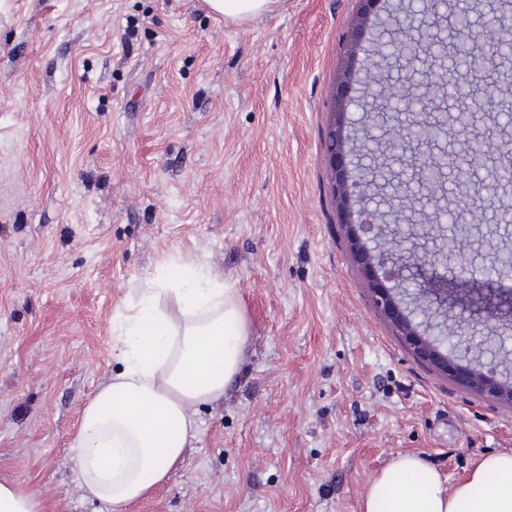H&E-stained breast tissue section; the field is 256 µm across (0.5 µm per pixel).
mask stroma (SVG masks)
<instances>
[{
  "mask_svg": "<svg viewBox=\"0 0 512 512\" xmlns=\"http://www.w3.org/2000/svg\"><path fill=\"white\" fill-rule=\"evenodd\" d=\"M360 0H281L227 21L205 0H0V481L43 512H95L70 458L116 367L112 325L180 256L234 280L238 380L198 406L184 463L129 512H361L399 454L456 480L512 451V353L442 371L377 307L324 146ZM489 266L502 225L472 207ZM512 349V324L423 299Z\"/></svg>",
  "mask_w": 512,
  "mask_h": 512,
  "instance_id": "stroma-1",
  "label": "stroma"
}]
</instances>
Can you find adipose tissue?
<instances>
[{
    "label": "adipose tissue",
    "mask_w": 512,
    "mask_h": 512,
    "mask_svg": "<svg viewBox=\"0 0 512 512\" xmlns=\"http://www.w3.org/2000/svg\"><path fill=\"white\" fill-rule=\"evenodd\" d=\"M113 330L117 367L84 407L70 452L86 495L127 512L183 463L196 407L221 400L240 375L249 326L234 282L172 257ZM361 512H512V452L452 483L419 455L396 456Z\"/></svg>",
    "instance_id": "1"
}]
</instances>
